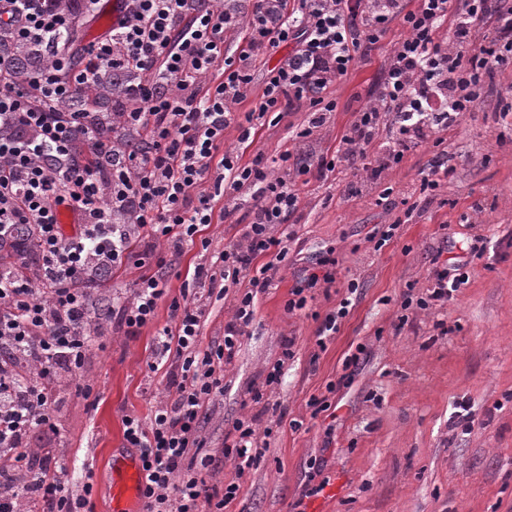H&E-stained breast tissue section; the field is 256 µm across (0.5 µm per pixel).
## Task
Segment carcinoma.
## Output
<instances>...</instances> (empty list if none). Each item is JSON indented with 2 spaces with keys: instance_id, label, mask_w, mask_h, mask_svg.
<instances>
[{
  "instance_id": "1",
  "label": "carcinoma",
  "mask_w": 512,
  "mask_h": 512,
  "mask_svg": "<svg viewBox=\"0 0 512 512\" xmlns=\"http://www.w3.org/2000/svg\"><path fill=\"white\" fill-rule=\"evenodd\" d=\"M49 6L69 19L73 31L97 16L96 4H89L87 0H49ZM0 58L8 61L11 81L19 86L28 85L36 70L47 67L54 60L46 44L18 41L4 29H0ZM86 67L95 72L91 83L81 93L55 107L57 112L75 113L79 117L71 152L66 159L68 165L87 162L94 142L109 146L111 151L124 153L140 141V135L126 126L122 116L128 111L127 87L138 80V75L132 70H115L92 58ZM15 233L17 239L24 242V248L0 242V272L39 278L41 268L34 258L35 228L30 224H20ZM103 286L104 281L97 279L95 272L71 283L73 288L86 290L90 300L94 299L90 289Z\"/></svg>"
}]
</instances>
